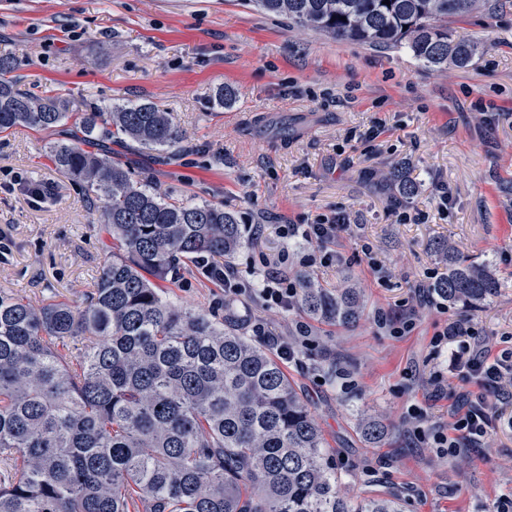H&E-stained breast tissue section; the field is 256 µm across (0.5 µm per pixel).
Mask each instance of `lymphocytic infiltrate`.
I'll return each instance as SVG.
<instances>
[{
  "label": "lymphocytic infiltrate",
  "instance_id": "f902f5d3",
  "mask_svg": "<svg viewBox=\"0 0 512 512\" xmlns=\"http://www.w3.org/2000/svg\"><path fill=\"white\" fill-rule=\"evenodd\" d=\"M349 226L344 216L336 220H317L312 224H283L278 228L281 237H300L316 243L317 252L302 256L304 265L330 264L334 258L330 244L347 233ZM286 259H279L275 270L267 273L261 288H247L238 268L225 267L224 295L230 301L259 297L263 307L288 310L296 301L297 286L289 277ZM472 321L461 318L446 323L432 339L435 352L458 348L460 355L453 364L454 371L467 383L475 384V391L458 393L451 426L433 421L417 427L420 439H430L446 448L449 457H456L469 449L481 448L494 429L503 406L512 404V352L493 354L489 344L473 341Z\"/></svg>",
  "mask_w": 512,
  "mask_h": 512
}]
</instances>
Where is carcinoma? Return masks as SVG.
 Segmentation results:
<instances>
[{
	"instance_id": "1",
	"label": "carcinoma",
	"mask_w": 512,
	"mask_h": 512,
	"mask_svg": "<svg viewBox=\"0 0 512 512\" xmlns=\"http://www.w3.org/2000/svg\"><path fill=\"white\" fill-rule=\"evenodd\" d=\"M267 16L379 49L406 48L423 66L464 69L475 46L448 20L481 0H248ZM18 58L0 55V132L71 124L47 148L55 169L91 192L112 256L82 308L0 291V512H406L396 491L352 498L334 452L281 362L215 314L177 307L164 283L245 244L224 205L169 203L112 156V145L177 151L183 137L148 100L68 111L18 87ZM400 198L418 192L405 168L386 176ZM447 272L432 285L476 309L504 282L485 261L437 246ZM309 318L352 328L359 289L298 278ZM364 442L388 426L365 416Z\"/></svg>"
}]
</instances>
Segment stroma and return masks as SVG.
Masks as SVG:
<instances>
[{
  "label": "stroma",
  "mask_w": 512,
  "mask_h": 512,
  "mask_svg": "<svg viewBox=\"0 0 512 512\" xmlns=\"http://www.w3.org/2000/svg\"><path fill=\"white\" fill-rule=\"evenodd\" d=\"M503 2L454 23V38L479 46L468 68L432 70L407 50L336 41L242 0H0V54L21 59L22 89L59 97L73 112L141 99L169 112L184 135L181 151L163 163L147 151L132 165L170 201L207 200L233 212L249 236L231 263L251 283L283 250L311 249L281 238L278 225L347 212L353 229L334 246L340 262L310 273L327 288H362L357 328L227 301L191 266L167 298L235 312L250 337L260 325L289 336L306 322L308 344L285 370L348 472L350 493L394 490L409 512H493L512 492V405L488 449L453 459L415 439L405 421L411 408L449 419V399L430 398L428 382L434 370L450 371L451 355L434 354L431 338L463 309L423 304L402 336L375 322L378 311L435 282L444 271L436 245L449 242L490 260L505 279L472 318L494 352L512 350V0ZM220 87L232 95L222 107L213 101ZM373 121L376 139L352 138ZM67 133H0V229L8 237L0 291L79 307L107 255L106 236L86 189L45 156ZM397 162L420 183L418 196L398 201L379 189ZM416 208L427 211L425 223L397 222L396 211ZM372 258L388 280L371 270ZM364 415L391 421L381 444L362 440Z\"/></svg>",
  "instance_id": "stroma-1"
}]
</instances>
